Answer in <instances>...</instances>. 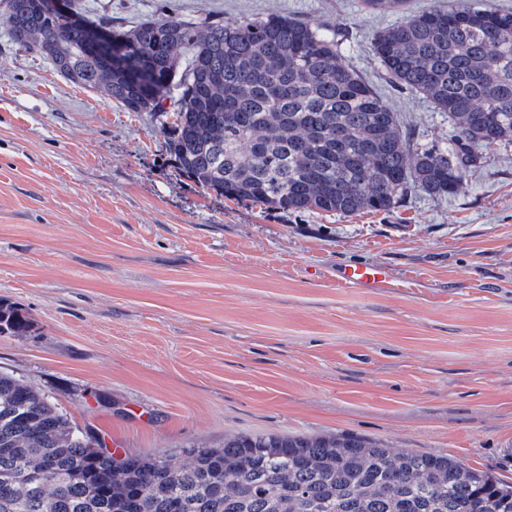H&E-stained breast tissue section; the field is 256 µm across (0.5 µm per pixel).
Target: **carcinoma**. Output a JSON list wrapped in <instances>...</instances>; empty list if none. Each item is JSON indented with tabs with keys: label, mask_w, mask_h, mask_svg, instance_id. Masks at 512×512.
I'll return each mask as SVG.
<instances>
[{
	"label": "carcinoma",
	"mask_w": 512,
	"mask_h": 512,
	"mask_svg": "<svg viewBox=\"0 0 512 512\" xmlns=\"http://www.w3.org/2000/svg\"><path fill=\"white\" fill-rule=\"evenodd\" d=\"M12 43L71 84L161 122L180 174L235 202L287 212L388 211L410 191L456 195L493 146L512 144V11L438 6L378 32L391 85L448 114L419 144L343 54L336 32L270 14L213 23L107 18L108 65L47 0H0ZM30 319L0 298V336ZM0 512H512V483L446 456L357 436L243 434L184 458L122 459L34 386L0 373Z\"/></svg>",
	"instance_id": "1"
}]
</instances>
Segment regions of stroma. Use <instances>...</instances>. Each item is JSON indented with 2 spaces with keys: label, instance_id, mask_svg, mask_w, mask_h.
Masks as SVG:
<instances>
[{
  "label": "stroma",
  "instance_id": "35a3bbf8",
  "mask_svg": "<svg viewBox=\"0 0 512 512\" xmlns=\"http://www.w3.org/2000/svg\"><path fill=\"white\" fill-rule=\"evenodd\" d=\"M364 0H77L130 29L272 13L336 30L420 142L447 116L388 87L380 30L426 9ZM161 124L59 77L0 26V298L30 331L0 371L49 395L117 456L179 457L225 437L355 435L512 482V145L457 196L387 212L233 202L178 173ZM383 264L389 287L338 283Z\"/></svg>",
  "mask_w": 512,
  "mask_h": 512
}]
</instances>
